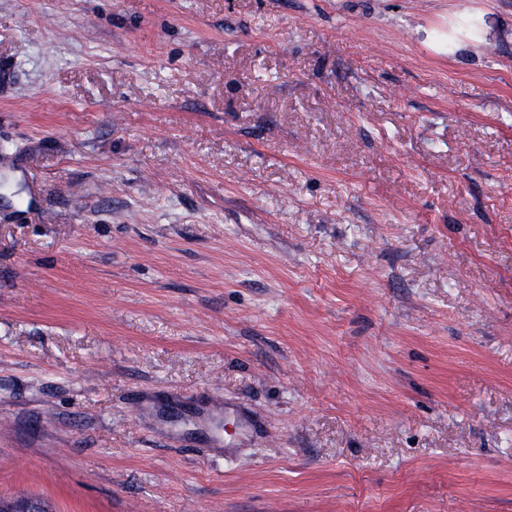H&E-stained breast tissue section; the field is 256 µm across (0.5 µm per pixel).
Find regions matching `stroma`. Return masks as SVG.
<instances>
[{"instance_id": "obj_1", "label": "stroma", "mask_w": 512, "mask_h": 512, "mask_svg": "<svg viewBox=\"0 0 512 512\" xmlns=\"http://www.w3.org/2000/svg\"><path fill=\"white\" fill-rule=\"evenodd\" d=\"M512 512V0H0V495Z\"/></svg>"}]
</instances>
